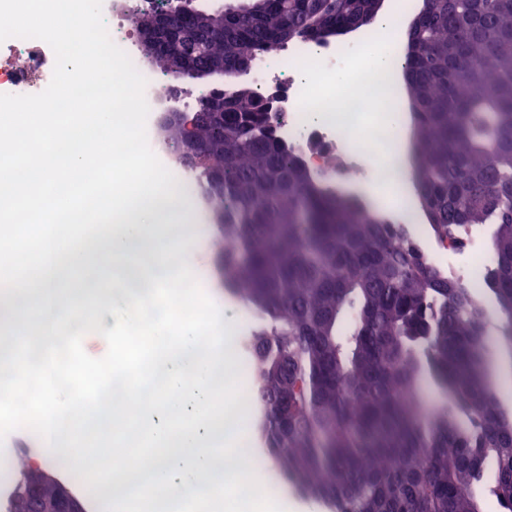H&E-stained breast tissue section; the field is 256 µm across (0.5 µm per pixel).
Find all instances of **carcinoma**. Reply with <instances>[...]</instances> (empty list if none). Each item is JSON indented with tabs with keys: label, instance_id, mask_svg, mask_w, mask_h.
Here are the masks:
<instances>
[{
	"label": "carcinoma",
	"instance_id": "obj_1",
	"mask_svg": "<svg viewBox=\"0 0 512 512\" xmlns=\"http://www.w3.org/2000/svg\"><path fill=\"white\" fill-rule=\"evenodd\" d=\"M375 0H255L193 47L250 62L331 26L366 27ZM403 77L415 112L417 183L437 239L490 231L475 284L441 275L404 224L322 186L274 131L249 88L174 113V155L224 232V277L259 313L246 347L269 454L330 512H512V412L487 383L494 321L512 327V0H424L409 29ZM189 138L195 162L179 153ZM448 403L422 414L417 380ZM8 512H34L33 472L9 474Z\"/></svg>",
	"mask_w": 512,
	"mask_h": 512
}]
</instances>
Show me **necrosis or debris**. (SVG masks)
<instances>
[{
    "label": "necrosis or debris",
    "mask_w": 512,
    "mask_h": 512,
    "mask_svg": "<svg viewBox=\"0 0 512 512\" xmlns=\"http://www.w3.org/2000/svg\"><path fill=\"white\" fill-rule=\"evenodd\" d=\"M353 48L326 43L297 41L281 53L259 55L251 70L254 88L273 100L285 121L279 126L280 138L295 145L305 161L318 173L331 179L388 177L381 156L385 136L383 123L374 109L379 103L373 93H338L334 85L336 65L354 56ZM314 56L320 67L311 78H303L295 68L297 60ZM23 58V66H13V58ZM55 66L52 48L39 39L12 37L0 42V94L33 95L49 85ZM317 109L319 119H310L309 109ZM479 227H470L462 241L449 254H431L439 271H446L448 257L457 260L452 268L462 281L473 279L474 263H488V253H475L474 240Z\"/></svg>",
    "instance_id": "obj_1"
}]
</instances>
